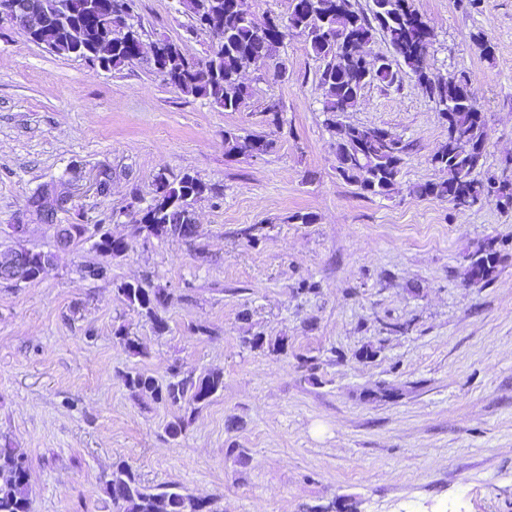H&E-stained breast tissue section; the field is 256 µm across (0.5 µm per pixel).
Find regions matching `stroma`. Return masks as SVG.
Here are the masks:
<instances>
[{
    "mask_svg": "<svg viewBox=\"0 0 512 512\" xmlns=\"http://www.w3.org/2000/svg\"><path fill=\"white\" fill-rule=\"evenodd\" d=\"M135 4L146 46L168 40L200 60L219 42L179 0ZM411 4L433 34L432 79L464 71L477 89L479 178L511 176L512 0ZM323 67L290 32L271 63L246 70V106L226 112L149 60L105 71L0 21V249L22 224L26 247L54 255L38 280L0 284V436L25 452L30 512H113L104 481L118 461L220 512H512V212L410 194L447 179L431 158L448 128L406 68L342 116L409 142L394 189L345 180ZM228 131L273 148L228 151ZM186 173L212 187L193 205L197 237L139 231L158 176ZM55 224L104 225L129 249L58 247ZM251 224L250 242L239 231ZM490 239L498 273L468 284ZM92 264L107 276L85 277ZM146 277L170 295L161 333L117 292ZM135 367L161 382L174 367L218 370L224 389L174 440L178 409L127 389Z\"/></svg>",
    "mask_w": 512,
    "mask_h": 512,
    "instance_id": "35a3bbf8",
    "label": "stroma"
}]
</instances>
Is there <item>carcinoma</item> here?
I'll list each match as a JSON object with an SVG mask.
<instances>
[{"mask_svg":"<svg viewBox=\"0 0 512 512\" xmlns=\"http://www.w3.org/2000/svg\"><path fill=\"white\" fill-rule=\"evenodd\" d=\"M180 4L197 22L208 17L209 30L219 35L220 41L201 62L188 59L175 43L161 41L162 46L173 49L161 74L186 94L205 97L226 112L239 111L251 97L242 80L243 70L273 57L278 44L269 41L264 27L254 22L247 0H180ZM103 5L112 6V47L103 48L93 58L106 61L110 70L130 62L122 38L141 32L134 22L133 0H103ZM284 27L287 32L298 29L305 33L314 56L325 61L320 75L322 112L326 126L336 135L337 170L344 179L373 196L387 195L396 184L408 144L380 127L370 136L365 127L346 124L341 116L357 105L366 85H395L399 81L397 66L403 64L435 102L455 140L463 144L459 150L445 147L432 158L436 166L448 171L447 180L416 184L411 194L451 203L487 201L502 210H512V179L473 176L484 158L486 119L470 77L460 72L442 83L432 81L427 65L430 39L410 0H372L367 13L356 10L351 0H292ZM377 31L388 42L392 56L361 75L358 44H368ZM39 44L57 55L72 56L67 35L52 14L46 19ZM338 46L344 51L336 52ZM211 191L212 187L189 174L172 182L159 177L156 195L141 213L140 229L157 237L189 238L187 229L195 224L192 201ZM94 247L104 256L120 257L129 244L112 238L99 226ZM500 253L493 240L479 248L471 256L468 279L475 284L490 282ZM117 291L128 306L140 309L157 331L167 328L158 315L168 298L163 289L124 282ZM124 383L132 392L148 393L158 403L193 411L224 390V376L215 370L183 376L174 372L161 383L148 372L134 369L124 375ZM24 456L9 440L0 443V512H30ZM105 488L115 512H217L213 501L185 494L174 483L155 488L142 485L138 474L123 462L112 466Z\"/></svg>","mask_w":512,"mask_h":512,"instance_id":"cac0c4a2","label":"carcinoma"}]
</instances>
